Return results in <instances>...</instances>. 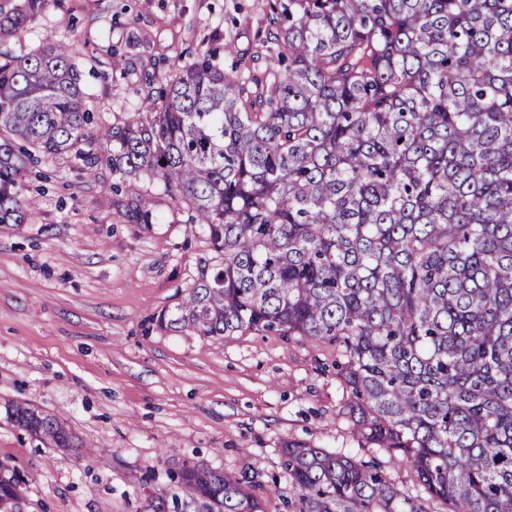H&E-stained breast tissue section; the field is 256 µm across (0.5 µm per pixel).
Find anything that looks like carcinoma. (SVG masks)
<instances>
[{
	"label": "carcinoma",
	"instance_id": "obj_1",
	"mask_svg": "<svg viewBox=\"0 0 512 512\" xmlns=\"http://www.w3.org/2000/svg\"><path fill=\"white\" fill-rule=\"evenodd\" d=\"M53 0H0V42ZM262 47L197 54L134 118L93 132L65 41L0 51V224H21L25 159L102 161L195 211L214 261L169 330L275 332L336 347L354 433L410 469L286 443L291 512H512V0H269ZM14 425L74 437L24 403ZM143 512H265L261 471L183 459ZM17 475L0 476L16 512Z\"/></svg>",
	"mask_w": 512,
	"mask_h": 512
}]
</instances>
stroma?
<instances>
[{"label": "stroma", "instance_id": "35a3bbf8", "mask_svg": "<svg viewBox=\"0 0 512 512\" xmlns=\"http://www.w3.org/2000/svg\"><path fill=\"white\" fill-rule=\"evenodd\" d=\"M267 13L268 0H53L7 46L23 54L74 42L89 104L116 125L192 54L221 49L227 68L259 51ZM113 181L103 163L36 166L21 186L24 223L0 224V464L25 478L19 512H139L140 476L154 470L152 487L163 491L167 467L183 458L233 476L255 465L277 483L267 512H282L293 495L280 469L287 442L376 461L415 489L408 468L354 434L331 348L158 327L212 253L187 206L142 185L153 221L141 224ZM17 401L61 417L78 448L14 426Z\"/></svg>", "mask_w": 512, "mask_h": 512}]
</instances>
